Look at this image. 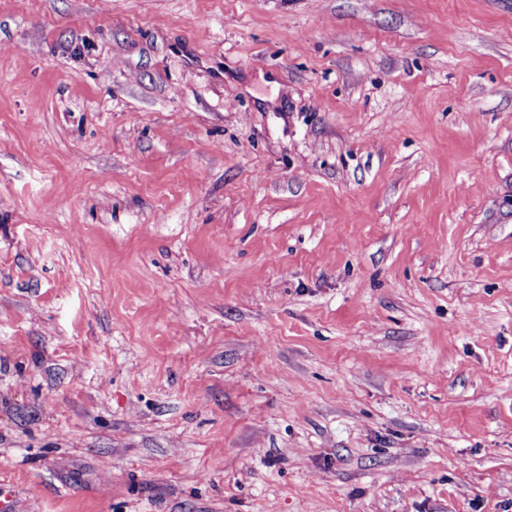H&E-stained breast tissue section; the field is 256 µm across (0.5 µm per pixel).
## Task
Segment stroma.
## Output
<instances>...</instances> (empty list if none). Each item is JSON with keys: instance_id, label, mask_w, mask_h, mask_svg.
Listing matches in <instances>:
<instances>
[{"instance_id": "1", "label": "stroma", "mask_w": 512, "mask_h": 512, "mask_svg": "<svg viewBox=\"0 0 512 512\" xmlns=\"http://www.w3.org/2000/svg\"><path fill=\"white\" fill-rule=\"evenodd\" d=\"M512 512V0H0V501Z\"/></svg>"}]
</instances>
